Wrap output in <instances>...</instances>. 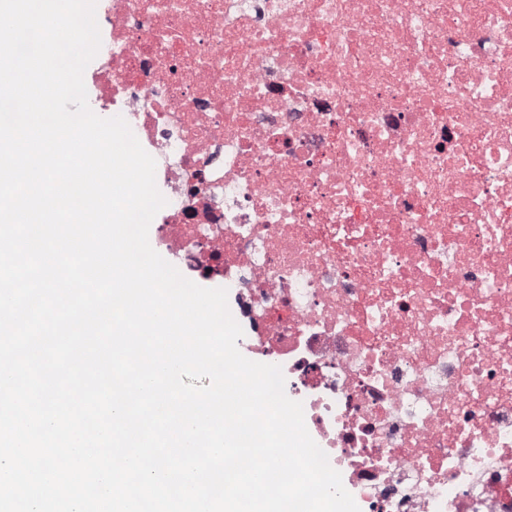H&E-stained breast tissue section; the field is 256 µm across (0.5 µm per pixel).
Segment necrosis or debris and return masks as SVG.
<instances>
[{"mask_svg":"<svg viewBox=\"0 0 512 512\" xmlns=\"http://www.w3.org/2000/svg\"><path fill=\"white\" fill-rule=\"evenodd\" d=\"M96 107L164 159L364 512H512V0H112Z\"/></svg>","mask_w":512,"mask_h":512,"instance_id":"4bbe7bcc","label":"necrosis or debris"}]
</instances>
